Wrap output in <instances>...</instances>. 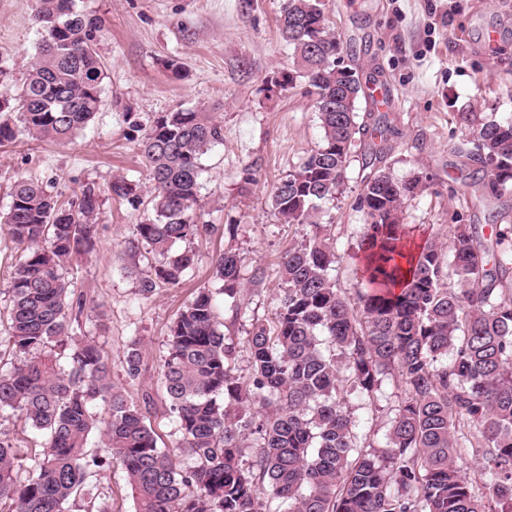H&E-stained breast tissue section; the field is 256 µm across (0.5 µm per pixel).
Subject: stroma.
I'll return each mask as SVG.
<instances>
[{
	"instance_id": "35a3bbf8",
	"label": "stroma",
	"mask_w": 512,
	"mask_h": 512,
	"mask_svg": "<svg viewBox=\"0 0 512 512\" xmlns=\"http://www.w3.org/2000/svg\"><path fill=\"white\" fill-rule=\"evenodd\" d=\"M285 0H76L79 11L103 21L97 50L105 64L103 105L95 119L68 142L20 137L0 145V213L11 202L16 179L52 184L67 200L87 182L108 185L121 174L149 191L133 126L148 129L155 117L176 109H206L222 138L201 159L198 223L217 233L195 239L197 263L176 288L138 292L145 263L125 249L146 205L104 194L97 218V255L73 259L66 276L87 305L76 333L96 341L112 367V378L130 397L150 394L148 424L160 446L177 449L179 468L196 460L178 448L180 435L168 410L161 367L169 328L198 289L212 285L216 256L233 252L241 276L268 268L265 286L244 291L235 322L224 333L237 342L233 365L247 378L243 341L254 319L271 318L280 281V254L311 233L308 225L285 224L271 207L273 185L294 172L319 143L322 130L305 78L274 94L266 84L297 62L281 39L278 19ZM328 24L342 46L344 65L356 72L366 96L359 119L385 115L389 132L372 153L371 139L358 136L347 177L335 200L320 203L315 216L336 246L334 276L354 289L352 254L366 218L356 207L364 160L396 179L418 174L426 190L406 202L404 223L425 243L448 232L453 211L470 224H512V191L501 199L481 198L480 176L454 148L469 133L466 113L512 120V0H325ZM37 0H0V92L20 84L42 42L34 16ZM178 60L173 75L168 60ZM235 227L224 233V225ZM142 338L141 373L127 383L121 360L127 344ZM399 399L385 386L378 403L350 398L363 431L382 441ZM89 487L111 512H135L119 464L104 467Z\"/></svg>"
}]
</instances>
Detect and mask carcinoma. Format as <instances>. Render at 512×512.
Returning <instances> with one entry per match:
<instances>
[{"mask_svg": "<svg viewBox=\"0 0 512 512\" xmlns=\"http://www.w3.org/2000/svg\"><path fill=\"white\" fill-rule=\"evenodd\" d=\"M35 20L44 32L39 52L16 93H0V145L20 135L69 140L101 107L102 19L77 11L75 0H38ZM279 33L315 89L323 135L273 186L271 205L283 223L315 231L279 256L273 317L253 323L244 341L246 380L235 374V346L219 330L214 301L218 293L238 306L247 284L237 254L216 257L218 287L199 289L173 321L163 386L178 449L196 466L178 468L158 445L143 411L150 395L129 399L95 341L73 335L85 301L65 270L74 256L96 252L103 193L137 204L139 184L123 176L105 189L85 183L64 203L38 180L14 183L0 224L23 256L8 288L11 361L0 367V413L41 432L44 443L22 479L16 448L0 432V502H10L9 512H68L91 468L106 464L88 454L95 435L124 468L136 512H270L268 495L289 512H512V225L494 224L486 237L455 211L448 240L413 250L402 212L423 178L376 168L357 198L367 217L359 287L352 295L339 288L336 247L311 218L345 181L364 89L344 74L324 0H288ZM467 121L460 152L484 172L481 196L498 199L512 189V120ZM220 137L208 113L177 109L155 117L138 143L151 215L135 225L127 250L135 256L143 245L154 258L140 276L146 298L179 286L195 267L190 242L209 231L195 221L201 158ZM141 360L134 339L122 359L127 382ZM387 380L402 398L375 446L348 396L374 403ZM97 402L108 417L92 412ZM461 448L482 461L481 494L458 463Z\"/></svg>", "mask_w": 512, "mask_h": 512, "instance_id": "obj_1", "label": "carcinoma"}]
</instances>
